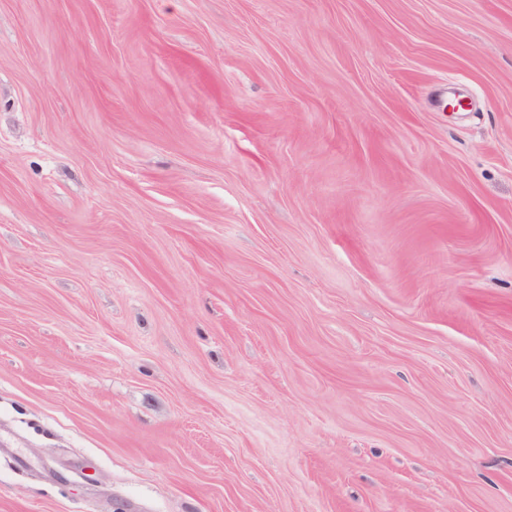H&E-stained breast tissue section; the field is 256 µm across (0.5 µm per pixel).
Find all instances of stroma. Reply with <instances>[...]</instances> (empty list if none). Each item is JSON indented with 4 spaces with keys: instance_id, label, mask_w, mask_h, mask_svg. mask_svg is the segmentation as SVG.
Listing matches in <instances>:
<instances>
[{
    "instance_id": "35a3bbf8",
    "label": "stroma",
    "mask_w": 512,
    "mask_h": 512,
    "mask_svg": "<svg viewBox=\"0 0 512 512\" xmlns=\"http://www.w3.org/2000/svg\"><path fill=\"white\" fill-rule=\"evenodd\" d=\"M0 512H512V0H0Z\"/></svg>"
}]
</instances>
